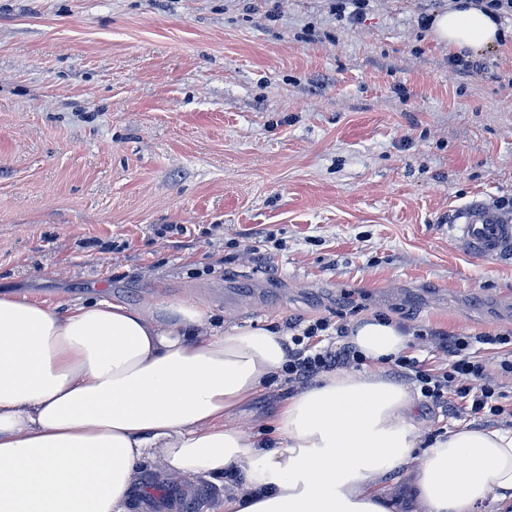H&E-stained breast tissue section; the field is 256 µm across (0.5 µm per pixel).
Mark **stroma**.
I'll return each instance as SVG.
<instances>
[{
  "label": "stroma",
  "mask_w": 512,
  "mask_h": 512,
  "mask_svg": "<svg viewBox=\"0 0 512 512\" xmlns=\"http://www.w3.org/2000/svg\"><path fill=\"white\" fill-rule=\"evenodd\" d=\"M456 0H0V287L225 325L366 313L412 332L512 331V255L452 220L512 200V35L466 68L421 20ZM261 260H253V251ZM296 390L240 410L263 431ZM224 484L162 493L217 512Z\"/></svg>",
  "instance_id": "stroma-1"
}]
</instances>
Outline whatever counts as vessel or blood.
<instances>
[{
  "label": "vessel or blood",
  "instance_id": "obj_1",
  "mask_svg": "<svg viewBox=\"0 0 512 512\" xmlns=\"http://www.w3.org/2000/svg\"><path fill=\"white\" fill-rule=\"evenodd\" d=\"M455 222L473 256L496 260L512 254V220L474 202L458 212Z\"/></svg>",
  "mask_w": 512,
  "mask_h": 512
}]
</instances>
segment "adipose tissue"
<instances>
[{
  "label": "adipose tissue",
  "mask_w": 512,
  "mask_h": 512,
  "mask_svg": "<svg viewBox=\"0 0 512 512\" xmlns=\"http://www.w3.org/2000/svg\"><path fill=\"white\" fill-rule=\"evenodd\" d=\"M449 48L480 53L505 32L466 5L434 15ZM398 321L366 315L344 342L367 364L298 388L271 437L238 410L288 362V334L223 327L185 300L68 306L0 291V512H129L145 483L235 470L224 512H512V426L462 425L424 442L417 392L389 364ZM404 471L409 495L383 490Z\"/></svg>",
  "instance_id": "1"
}]
</instances>
